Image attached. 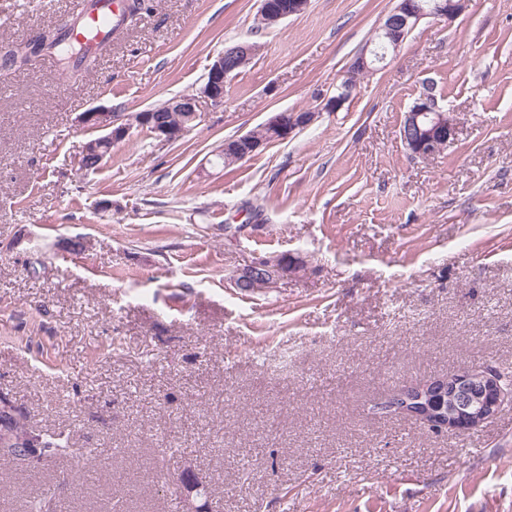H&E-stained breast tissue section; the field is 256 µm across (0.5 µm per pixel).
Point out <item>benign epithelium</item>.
<instances>
[{"instance_id":"7a95c632","label":"benign epithelium","mask_w":512,"mask_h":512,"mask_svg":"<svg viewBox=\"0 0 512 512\" xmlns=\"http://www.w3.org/2000/svg\"><path fill=\"white\" fill-rule=\"evenodd\" d=\"M308 4L309 0H290L288 10L284 11L275 6L274 0H260L258 22L268 27L273 26L302 14ZM466 6L467 0H437L430 8L425 6L424 0H398L395 8L377 28L376 43L383 51H395L421 19L433 17L451 22L464 12ZM255 51L256 47L246 43L225 49L209 66L208 80L200 94L174 98L166 103V108L170 112L185 113L188 124H192L198 118L200 99L204 98L215 106L224 104L230 74ZM382 58L384 55L376 51L370 55L365 50L359 52L347 67L345 78L336 86V92L327 99L325 111L340 110L352 97L357 76L372 71L374 61ZM318 118L319 113L316 111L292 112L286 118L276 115L270 117L266 126L270 127L272 137L285 141L313 125ZM80 122L104 132V135L85 144L81 156L83 170L86 169L87 157H96L98 162H103L106 158L105 146L126 139L134 130L146 132L154 139L166 143L180 140L188 131L187 124L171 125L153 120L152 113L147 110L120 115L99 107L84 113ZM455 136L456 123L453 116L430 93L414 99L400 129V138L406 148L424 157L441 153ZM264 142L265 139L258 135L247 133L224 142L219 154L243 161L262 147ZM262 268L264 265L260 260L251 263L237 271L234 283L241 288L248 287ZM501 381L502 376L490 368H467L442 379V389L438 393L448 394L446 416L431 407L432 393L428 383L404 387L399 392L401 402L390 405V408L398 414L418 419L433 430L470 431L495 415L505 399L512 397V383L504 389ZM176 485L186 512H198V508L192 506L191 496L203 487V482L196 478H182Z\"/></svg>"}]
</instances>
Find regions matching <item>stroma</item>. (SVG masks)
<instances>
[{
  "mask_svg": "<svg viewBox=\"0 0 512 512\" xmlns=\"http://www.w3.org/2000/svg\"><path fill=\"white\" fill-rule=\"evenodd\" d=\"M396 0H310L270 28L259 0H156L92 70L0 69V400L71 456L0 461V512H512V401L467 433L380 411L465 367L512 377V0L422 19L324 111ZM77 12L0 0V42ZM256 57L179 141L134 132L96 171L80 114L199 93L225 45ZM432 88L457 133L411 156ZM318 120L232 167L213 156L276 112ZM289 254L256 293L235 272Z\"/></svg>",
  "mask_w": 512,
  "mask_h": 512,
  "instance_id": "35a3bbf8",
  "label": "stroma"
}]
</instances>
